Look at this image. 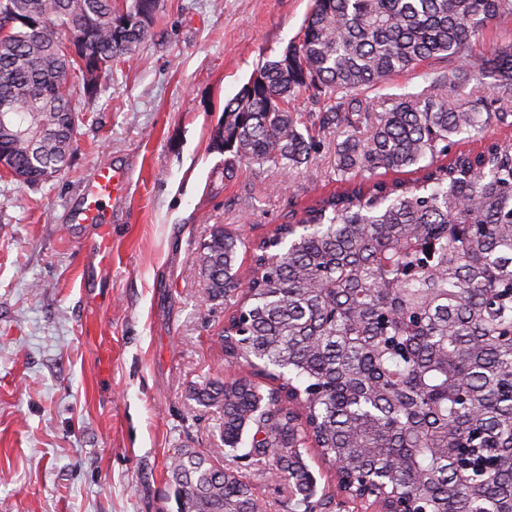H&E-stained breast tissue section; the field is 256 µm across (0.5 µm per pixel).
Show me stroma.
<instances>
[{
    "label": "stroma",
    "instance_id": "stroma-1",
    "mask_svg": "<svg viewBox=\"0 0 512 512\" xmlns=\"http://www.w3.org/2000/svg\"><path fill=\"white\" fill-rule=\"evenodd\" d=\"M312 0H160L148 35L86 102L75 151L31 185L0 168V512H178L168 470L178 449L223 457L267 505L292 512L287 484L225 456L217 412L186 397L231 377L220 337L232 310L195 272L215 224L245 242L343 189L336 128L314 125L308 91L290 101L318 143L298 169L212 147L225 104L293 41ZM428 69L369 91L374 111L426 86ZM127 173L106 202L112 264L95 225L68 221L96 167Z\"/></svg>",
    "mask_w": 512,
    "mask_h": 512
}]
</instances>
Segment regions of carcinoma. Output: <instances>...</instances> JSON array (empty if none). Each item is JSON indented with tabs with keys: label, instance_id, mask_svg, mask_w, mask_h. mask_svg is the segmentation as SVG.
<instances>
[{
	"label": "carcinoma",
	"instance_id": "cac0c4a2",
	"mask_svg": "<svg viewBox=\"0 0 512 512\" xmlns=\"http://www.w3.org/2000/svg\"><path fill=\"white\" fill-rule=\"evenodd\" d=\"M131 0H0V105L32 93L41 111L21 120L52 128L36 144L0 132L9 170L44 182L67 165L87 91L60 28L90 25L85 56L102 74L147 34ZM29 15L33 22L9 24ZM512 24V0H314L301 34L224 107L214 148L260 166L308 161L314 139L289 100L311 90L338 105L321 124L347 128L337 171L347 186L319 196L300 218L252 247L222 224L197 257L213 301H234L221 350L251 375L206 377L187 397L221 416L224 454L251 460L288 484L293 512H316L313 450L355 509L512 512V142L474 153L455 137L479 135L512 103V44H492L478 68L493 79L487 103H455L437 85L391 100L369 128L364 91L435 61L443 85L469 83L466 61L484 30ZM414 168L412 180L375 177ZM367 172L354 181L348 174ZM179 512H266L239 473L192 448L170 459Z\"/></svg>",
	"mask_w": 512,
	"mask_h": 512
}]
</instances>
